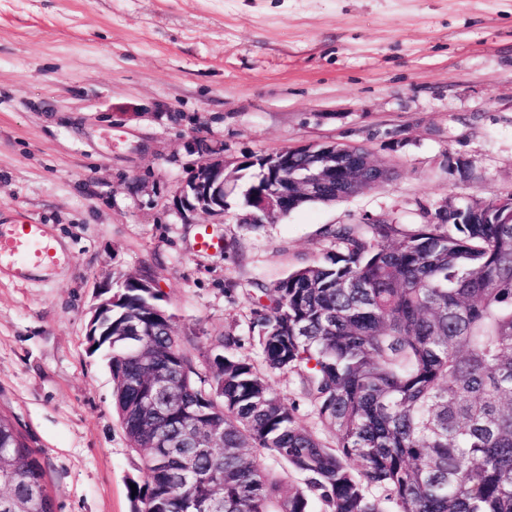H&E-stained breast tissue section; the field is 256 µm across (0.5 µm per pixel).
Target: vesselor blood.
Returning a JSON list of instances; mask_svg holds the SVG:
<instances>
[{"label":"vessel or blood","mask_w":512,"mask_h":512,"mask_svg":"<svg viewBox=\"0 0 512 512\" xmlns=\"http://www.w3.org/2000/svg\"><path fill=\"white\" fill-rule=\"evenodd\" d=\"M54 256L42 225L20 224L9 237L0 236V270H13L17 278H26L30 268L53 263Z\"/></svg>","instance_id":"obj_1"}]
</instances>
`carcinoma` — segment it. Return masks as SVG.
<instances>
[{"label": "carcinoma", "mask_w": 512, "mask_h": 512, "mask_svg": "<svg viewBox=\"0 0 512 512\" xmlns=\"http://www.w3.org/2000/svg\"><path fill=\"white\" fill-rule=\"evenodd\" d=\"M367 154L336 149V174L289 209L387 185ZM256 165L255 209L270 172L265 158L245 168ZM327 234L336 252L247 294L259 365L240 336H179L147 275L123 280L91 323L145 474L136 512H512V201ZM271 374L296 378L332 440L298 421ZM186 412L220 428L214 446L184 447ZM0 454V512H55L42 464L2 414Z\"/></svg>", "instance_id": "1"}]
</instances>
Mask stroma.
<instances>
[{"instance_id":"stroma-1","label":"stroma","mask_w":512,"mask_h":512,"mask_svg":"<svg viewBox=\"0 0 512 512\" xmlns=\"http://www.w3.org/2000/svg\"><path fill=\"white\" fill-rule=\"evenodd\" d=\"M197 139L233 164L362 146L396 173L258 228L243 179L216 224L173 206ZM509 194L512 0H0V234L62 245L40 276L0 272V413L56 512H134L145 476L86 336L103 283L150 274L180 335L246 337L244 289L335 250L328 228Z\"/></svg>"}]
</instances>
